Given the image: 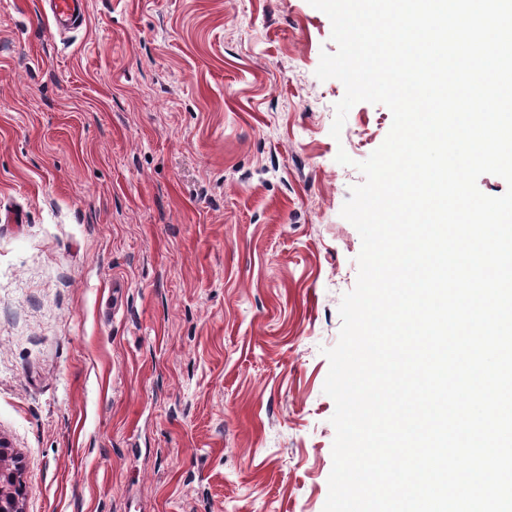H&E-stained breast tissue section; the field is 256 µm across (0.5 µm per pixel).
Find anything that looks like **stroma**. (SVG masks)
<instances>
[{
    "mask_svg": "<svg viewBox=\"0 0 512 512\" xmlns=\"http://www.w3.org/2000/svg\"><path fill=\"white\" fill-rule=\"evenodd\" d=\"M0 0V439L22 512H323L341 217L392 115L330 134L308 0ZM345 150L350 164L335 160ZM21 214L19 224L7 223ZM56 24L64 29L80 28L86 22L81 0H51Z\"/></svg>",
    "mask_w": 512,
    "mask_h": 512,
    "instance_id": "35a3bbf8",
    "label": "stroma"
}]
</instances>
